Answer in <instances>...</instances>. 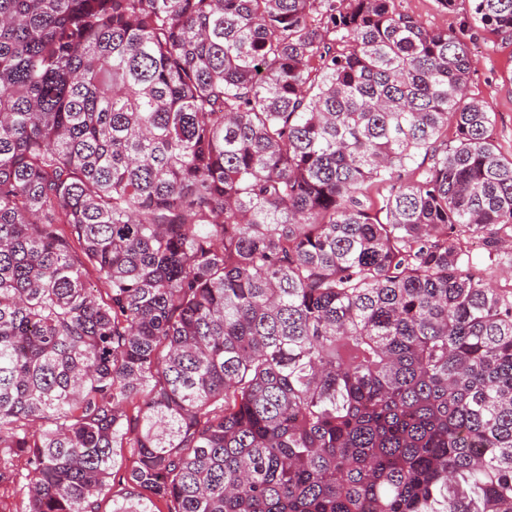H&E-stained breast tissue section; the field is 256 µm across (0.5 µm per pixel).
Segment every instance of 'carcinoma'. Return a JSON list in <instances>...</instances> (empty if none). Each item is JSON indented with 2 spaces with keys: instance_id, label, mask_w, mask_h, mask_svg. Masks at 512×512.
Wrapping results in <instances>:
<instances>
[{
  "instance_id": "cac0c4a2",
  "label": "carcinoma",
  "mask_w": 512,
  "mask_h": 512,
  "mask_svg": "<svg viewBox=\"0 0 512 512\" xmlns=\"http://www.w3.org/2000/svg\"><path fill=\"white\" fill-rule=\"evenodd\" d=\"M469 74L396 0H0L19 512H512V158Z\"/></svg>"
}]
</instances>
